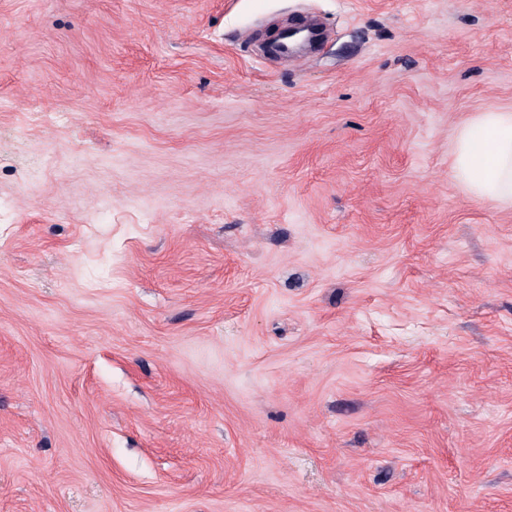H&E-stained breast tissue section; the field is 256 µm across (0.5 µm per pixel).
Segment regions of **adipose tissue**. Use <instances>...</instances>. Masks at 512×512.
<instances>
[{"instance_id":"ef3b65f1","label":"adipose tissue","mask_w":512,"mask_h":512,"mask_svg":"<svg viewBox=\"0 0 512 512\" xmlns=\"http://www.w3.org/2000/svg\"><path fill=\"white\" fill-rule=\"evenodd\" d=\"M450 170L472 198L512 206V109L488 108L460 128Z\"/></svg>"}]
</instances>
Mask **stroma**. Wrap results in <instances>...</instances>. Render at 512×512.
Returning a JSON list of instances; mask_svg holds the SVG:
<instances>
[{
    "label": "stroma",
    "mask_w": 512,
    "mask_h": 512,
    "mask_svg": "<svg viewBox=\"0 0 512 512\" xmlns=\"http://www.w3.org/2000/svg\"><path fill=\"white\" fill-rule=\"evenodd\" d=\"M491 106L512 0H0V512H512ZM451 177L472 198L512 206V109L490 107L459 129Z\"/></svg>",
    "instance_id": "35a3bbf8"
}]
</instances>
